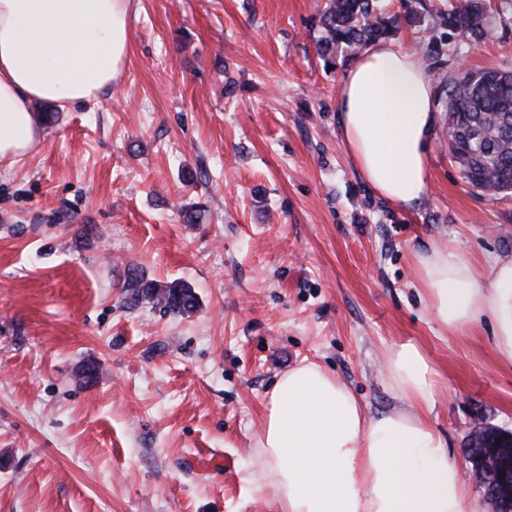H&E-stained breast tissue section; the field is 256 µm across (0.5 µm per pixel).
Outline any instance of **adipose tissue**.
<instances>
[{"mask_svg": "<svg viewBox=\"0 0 512 512\" xmlns=\"http://www.w3.org/2000/svg\"><path fill=\"white\" fill-rule=\"evenodd\" d=\"M130 11L131 0H0V160L23 162L40 139L35 103L77 106L111 88L128 60ZM338 109L362 179L397 207L419 208L436 121L422 57L370 47L343 79ZM413 261L439 327L488 322L497 356L512 363V258L496 260L482 280L447 246H429ZM386 373L404 405L379 416L318 363L282 374L266 399L252 492L274 488L280 512H484L426 421L436 391L421 350L393 347Z\"/></svg>", "mask_w": 512, "mask_h": 512, "instance_id": "adipose-tissue-1", "label": "adipose tissue"}]
</instances>
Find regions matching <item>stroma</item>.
Wrapping results in <instances>:
<instances>
[{"label": "stroma", "instance_id": "1", "mask_svg": "<svg viewBox=\"0 0 512 512\" xmlns=\"http://www.w3.org/2000/svg\"><path fill=\"white\" fill-rule=\"evenodd\" d=\"M324 3L133 0L121 78L83 106L36 104L42 137L0 160V512H279L248 486L275 381L314 361L385 413L401 405L386 355L408 342L439 374L427 421L480 494L465 448L475 423L512 431V364L488 323L440 331L412 254L447 244L481 276L512 256V191L466 181L443 91L461 63L512 72V0H486L477 42L449 30V0L380 2L438 114L410 212L343 143L360 52L319 57ZM131 268L189 283L196 310L128 306Z\"/></svg>", "mask_w": 512, "mask_h": 512}]
</instances>
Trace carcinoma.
Listing matches in <instances>:
<instances>
[{"label": "carcinoma", "mask_w": 512, "mask_h": 512, "mask_svg": "<svg viewBox=\"0 0 512 512\" xmlns=\"http://www.w3.org/2000/svg\"><path fill=\"white\" fill-rule=\"evenodd\" d=\"M481 9V0H465L448 12V27L471 41L482 39ZM319 23L323 35L317 46L325 59L340 45L363 48L389 28L373 0H326ZM445 87L448 131L455 141L452 158L465 179L489 195L512 191V74L459 67L448 73ZM123 288L125 302L134 307L152 304L174 315L197 307L196 293L181 280L163 283L131 268Z\"/></svg>", "instance_id": "cac0c4a2"}]
</instances>
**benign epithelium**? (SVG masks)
Returning <instances> with one entry per match:
<instances>
[{
	"label": "benign epithelium",
	"instance_id": "benign-epithelium-1",
	"mask_svg": "<svg viewBox=\"0 0 512 512\" xmlns=\"http://www.w3.org/2000/svg\"><path fill=\"white\" fill-rule=\"evenodd\" d=\"M479 434L486 442L480 446L470 445L467 458L473 464L484 497L494 506L495 512H512V498L508 496L512 493V470H506L494 455V449L507 447L504 442L506 432L480 422L473 431V435Z\"/></svg>",
	"mask_w": 512,
	"mask_h": 512
}]
</instances>
